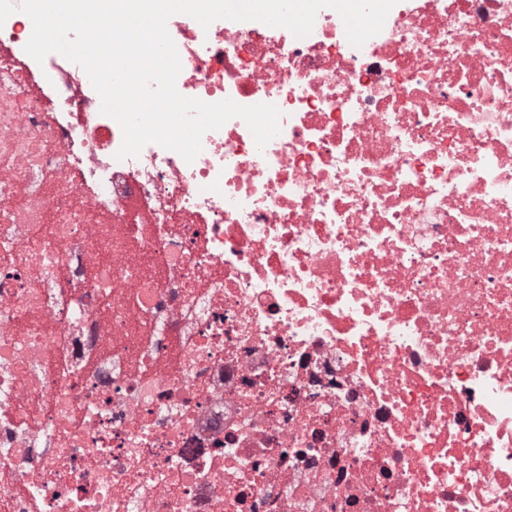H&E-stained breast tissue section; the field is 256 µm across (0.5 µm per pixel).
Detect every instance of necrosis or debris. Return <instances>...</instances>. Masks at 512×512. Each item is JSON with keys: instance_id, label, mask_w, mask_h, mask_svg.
Returning <instances> with one entry per match:
<instances>
[{"instance_id": "obj_1", "label": "necrosis or debris", "mask_w": 512, "mask_h": 512, "mask_svg": "<svg viewBox=\"0 0 512 512\" xmlns=\"http://www.w3.org/2000/svg\"><path fill=\"white\" fill-rule=\"evenodd\" d=\"M167 30L264 148L117 159L0 25V512H512V0Z\"/></svg>"}]
</instances>
